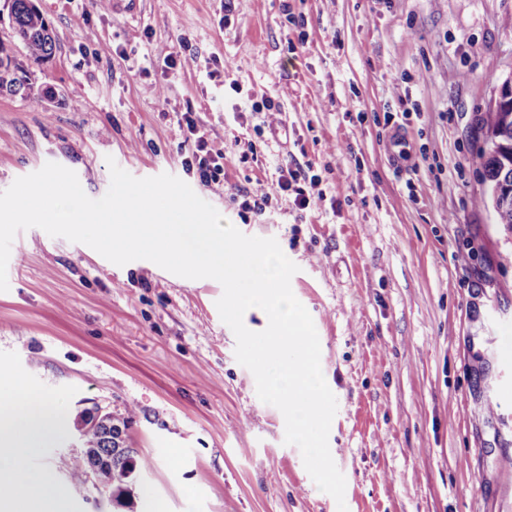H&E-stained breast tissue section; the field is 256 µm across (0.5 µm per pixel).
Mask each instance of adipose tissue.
<instances>
[{
	"mask_svg": "<svg viewBox=\"0 0 512 512\" xmlns=\"http://www.w3.org/2000/svg\"><path fill=\"white\" fill-rule=\"evenodd\" d=\"M26 396L21 378L0 374V512H64L65 492L26 471L24 460L65 428L68 417Z\"/></svg>",
	"mask_w": 512,
	"mask_h": 512,
	"instance_id": "obj_1",
	"label": "adipose tissue"
}]
</instances>
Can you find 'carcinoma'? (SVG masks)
I'll return each instance as SVG.
<instances>
[{
	"instance_id": "obj_1",
	"label": "carcinoma",
	"mask_w": 512,
	"mask_h": 512,
	"mask_svg": "<svg viewBox=\"0 0 512 512\" xmlns=\"http://www.w3.org/2000/svg\"><path fill=\"white\" fill-rule=\"evenodd\" d=\"M12 23L14 41L27 55L39 62L51 58L55 34L34 0H6ZM30 89V76L17 63L11 45L0 41V93L25 96ZM485 146L475 154L476 165L482 170L488 190H501V197L491 203L495 223L512 227V97L494 102L483 119ZM83 413H78L75 425L82 426L81 447L69 458L68 473L72 482L83 483L96 468L104 478L102 485L114 493L113 501L123 504L136 478L133 449L125 445V430L129 419H118L110 413L84 425Z\"/></svg>"
}]
</instances>
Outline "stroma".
Segmentation results:
<instances>
[{"mask_svg": "<svg viewBox=\"0 0 512 512\" xmlns=\"http://www.w3.org/2000/svg\"><path fill=\"white\" fill-rule=\"evenodd\" d=\"M36 4L56 48L30 68L40 103L0 94V191L56 162L98 199L110 157L184 179L298 267L348 512H512V229L482 204L474 160L512 76V0ZM186 112L224 155L220 182L182 167ZM289 169L318 179L307 209L280 187ZM259 186L260 217L243 207ZM7 274L0 370L69 415L130 416L126 444L149 463L115 508L70 482L65 428L25 463L67 512H337L237 362L219 282L39 228L16 235Z\"/></svg>", "mask_w": 512, "mask_h": 512, "instance_id": "obj_1", "label": "stroma"}]
</instances>
